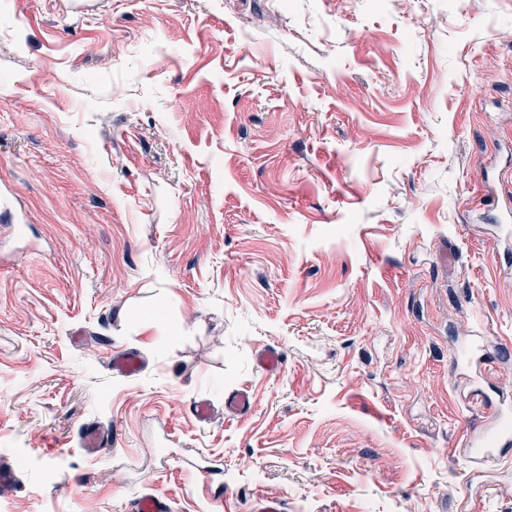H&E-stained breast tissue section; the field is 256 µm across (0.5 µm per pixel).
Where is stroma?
Wrapping results in <instances>:
<instances>
[{
  "label": "stroma",
  "instance_id": "35a3bbf8",
  "mask_svg": "<svg viewBox=\"0 0 512 512\" xmlns=\"http://www.w3.org/2000/svg\"><path fill=\"white\" fill-rule=\"evenodd\" d=\"M509 170L512 0H0V512H512ZM112 370L114 373L127 377H136L141 370V359L135 352H121L112 358ZM511 419V416L506 411L498 412L492 425L487 427L484 435L480 441V453L482 459L485 461H493L500 458V454L506 448H497L501 443L504 445L510 442L511 427L505 425V421ZM125 512H171L169 502L155 493L138 495L129 499L125 505Z\"/></svg>",
  "mask_w": 512,
  "mask_h": 512
}]
</instances>
